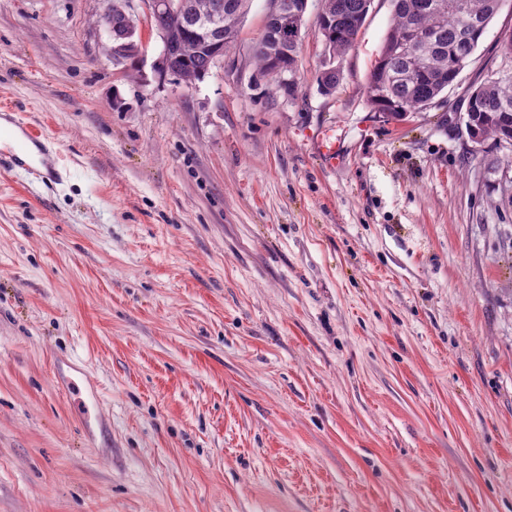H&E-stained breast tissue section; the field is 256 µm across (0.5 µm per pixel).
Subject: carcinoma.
Returning <instances> with one entry per match:
<instances>
[{
  "label": "carcinoma",
  "mask_w": 512,
  "mask_h": 512,
  "mask_svg": "<svg viewBox=\"0 0 512 512\" xmlns=\"http://www.w3.org/2000/svg\"><path fill=\"white\" fill-rule=\"evenodd\" d=\"M251 0H178V17L162 15L154 26L163 35L168 73L190 84L204 77L213 66V53L196 35L201 24L221 11L220 29L213 34L220 52L233 45L239 24ZM394 19L381 50L372 65L367 84L368 103L377 112L401 120L423 109L448 88L478 47L486 29L464 28L455 0H392ZM469 11L490 24L496 16L493 0H465ZM302 0H279L276 12L267 16L265 31L256 50V60L269 84L295 92L296 83L284 75L297 71L301 30L306 8ZM370 0H321L319 34L331 58L346 53L353 45L369 11ZM124 0H112V41L127 29ZM426 34L430 42L419 57L410 59L395 47ZM340 71L330 66L318 76L326 94L336 90ZM466 116L478 128L481 138L493 136L505 141V127L512 126V79L491 78L471 91Z\"/></svg>",
  "instance_id": "obj_1"
}]
</instances>
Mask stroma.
Here are the masks:
<instances>
[{
	"mask_svg": "<svg viewBox=\"0 0 512 512\" xmlns=\"http://www.w3.org/2000/svg\"><path fill=\"white\" fill-rule=\"evenodd\" d=\"M271 7L187 85L142 0L120 64L102 0H0V106L61 174L0 172V512H512V147L448 121L512 0L401 122L392 0L334 60L308 0L292 93ZM274 1H279V8L267 16L265 31L256 50V60L269 84L292 93L295 92L296 83L290 79L283 82V79L285 74L293 75L297 71L301 30L307 6L304 7L302 0ZM288 27L295 31V42L286 43L281 40L280 31Z\"/></svg>",
	"mask_w": 512,
	"mask_h": 512,
	"instance_id": "1",
	"label": "stroma"
}]
</instances>
